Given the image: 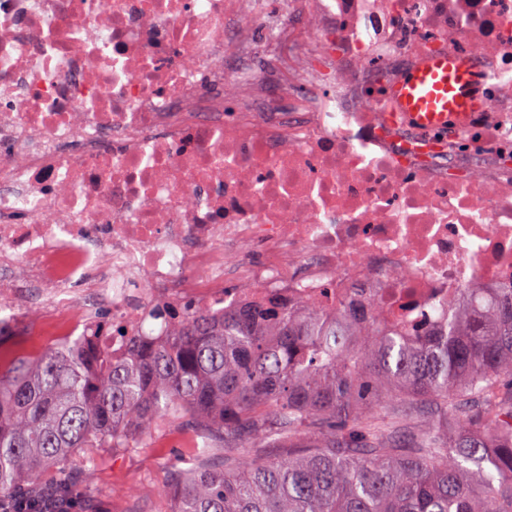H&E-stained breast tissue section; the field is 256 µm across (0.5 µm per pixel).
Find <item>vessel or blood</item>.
Returning a JSON list of instances; mask_svg holds the SVG:
<instances>
[{
	"mask_svg": "<svg viewBox=\"0 0 512 512\" xmlns=\"http://www.w3.org/2000/svg\"><path fill=\"white\" fill-rule=\"evenodd\" d=\"M476 86L475 69L468 57L451 49L431 53L389 86L390 114L428 129L462 121L488 106Z\"/></svg>",
	"mask_w": 512,
	"mask_h": 512,
	"instance_id": "b4317fda",
	"label": "vessel or blood"
}]
</instances>
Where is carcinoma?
<instances>
[{"instance_id": "cac0c4a2", "label": "carcinoma", "mask_w": 512, "mask_h": 512, "mask_svg": "<svg viewBox=\"0 0 512 512\" xmlns=\"http://www.w3.org/2000/svg\"><path fill=\"white\" fill-rule=\"evenodd\" d=\"M159 317L122 356L81 334L0 368L9 512H95L81 450L148 448L167 420L197 438L171 512H512V285L411 338L278 305Z\"/></svg>"}]
</instances>
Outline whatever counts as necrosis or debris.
Masks as SVG:
<instances>
[{
  "instance_id": "1",
  "label": "necrosis or debris",
  "mask_w": 512,
  "mask_h": 512,
  "mask_svg": "<svg viewBox=\"0 0 512 512\" xmlns=\"http://www.w3.org/2000/svg\"><path fill=\"white\" fill-rule=\"evenodd\" d=\"M297 50L332 70L393 63L360 107L311 73L224 109V86L275 77L242 61L231 0H0V302L17 327L22 269L49 301L88 269L79 319L112 307L124 337L157 309L274 302L439 326L446 299L512 285V0H303ZM476 64L489 105L434 133L388 120L387 82L430 52ZM450 144L488 181L441 163Z\"/></svg>"
}]
</instances>
